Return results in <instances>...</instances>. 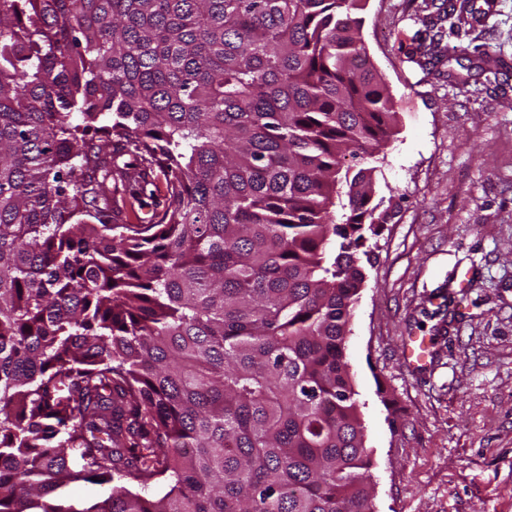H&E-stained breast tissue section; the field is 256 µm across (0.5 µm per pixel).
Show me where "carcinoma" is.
<instances>
[{
  "instance_id": "1",
  "label": "carcinoma",
  "mask_w": 512,
  "mask_h": 512,
  "mask_svg": "<svg viewBox=\"0 0 512 512\" xmlns=\"http://www.w3.org/2000/svg\"><path fill=\"white\" fill-rule=\"evenodd\" d=\"M362 9L0 0V512H374Z\"/></svg>"
}]
</instances>
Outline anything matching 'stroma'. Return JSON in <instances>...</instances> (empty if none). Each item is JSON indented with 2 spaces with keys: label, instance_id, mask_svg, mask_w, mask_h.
<instances>
[{
  "label": "stroma",
  "instance_id": "1",
  "mask_svg": "<svg viewBox=\"0 0 512 512\" xmlns=\"http://www.w3.org/2000/svg\"><path fill=\"white\" fill-rule=\"evenodd\" d=\"M441 3L360 12L398 124L371 161L392 217L368 238L346 355L375 512H512V0L434 29ZM485 55L499 75L475 69Z\"/></svg>",
  "mask_w": 512,
  "mask_h": 512
}]
</instances>
